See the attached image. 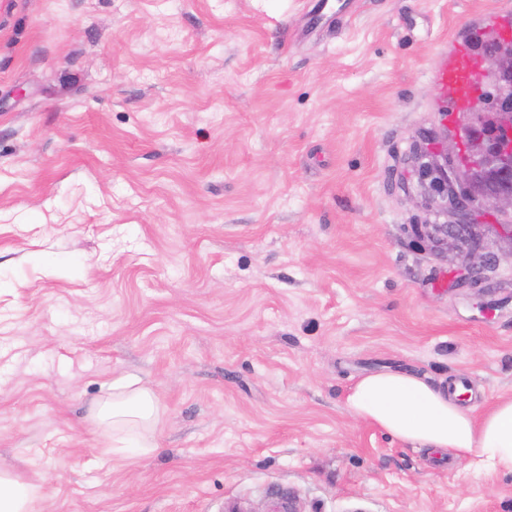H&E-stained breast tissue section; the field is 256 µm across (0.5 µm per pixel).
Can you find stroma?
Wrapping results in <instances>:
<instances>
[{
  "instance_id": "obj_1",
  "label": "stroma",
  "mask_w": 512,
  "mask_h": 512,
  "mask_svg": "<svg viewBox=\"0 0 512 512\" xmlns=\"http://www.w3.org/2000/svg\"><path fill=\"white\" fill-rule=\"evenodd\" d=\"M0 0V466L45 512H512V474L352 417L379 371L512 397V255L455 285L410 227L414 144L462 165L433 81L512 0ZM130 378L159 446L102 455L86 410ZM304 25L301 29L303 35L318 34L322 31L333 32L336 29V20L349 12L354 0H336L335 10L328 2L332 0H308Z\"/></svg>"
}]
</instances>
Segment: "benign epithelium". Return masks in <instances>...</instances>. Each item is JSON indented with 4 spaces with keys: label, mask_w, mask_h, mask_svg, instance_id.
I'll use <instances>...</instances> for the list:
<instances>
[{
    "label": "benign epithelium",
    "mask_w": 512,
    "mask_h": 512,
    "mask_svg": "<svg viewBox=\"0 0 512 512\" xmlns=\"http://www.w3.org/2000/svg\"><path fill=\"white\" fill-rule=\"evenodd\" d=\"M490 66L499 75V83L482 90L478 108L469 113V125L475 131L466 148L472 164L465 169L448 171V154L414 151V162L422 184L432 196L445 202L444 212L455 216L446 224H413L415 235L438 248L453 242L475 251L480 243L476 225L469 223L472 206L482 211L512 215V190L488 192L480 189L473 175L478 170L507 173L512 169V107L501 97L512 88V47L490 59Z\"/></svg>",
    "instance_id": "7a95c632"
}]
</instances>
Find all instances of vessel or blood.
<instances>
[{"label":"vessel or blood","instance_id":"vessel-or-blood-1","mask_svg":"<svg viewBox=\"0 0 512 512\" xmlns=\"http://www.w3.org/2000/svg\"><path fill=\"white\" fill-rule=\"evenodd\" d=\"M352 2L310 0L302 34L334 31L337 20L348 13ZM482 35L481 27L466 26L439 66L436 82L440 92L447 98L449 114L467 111L478 95L480 81L488 66L486 57L476 48Z\"/></svg>","mask_w":512,"mask_h":512}]
</instances>
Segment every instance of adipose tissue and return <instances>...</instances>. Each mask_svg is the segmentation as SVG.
Masks as SVG:
<instances>
[{
    "label": "adipose tissue",
    "instance_id": "1",
    "mask_svg": "<svg viewBox=\"0 0 512 512\" xmlns=\"http://www.w3.org/2000/svg\"><path fill=\"white\" fill-rule=\"evenodd\" d=\"M346 406L355 417L401 441L512 473L511 397L498 399L477 421L447 388L417 374L382 371L359 379ZM158 410L153 391L118 381L110 398L92 404L91 419L103 437L141 429L144 446L152 448L156 442L150 432ZM45 499L40 476L0 469V512H44Z\"/></svg>",
    "mask_w": 512,
    "mask_h": 512
}]
</instances>
